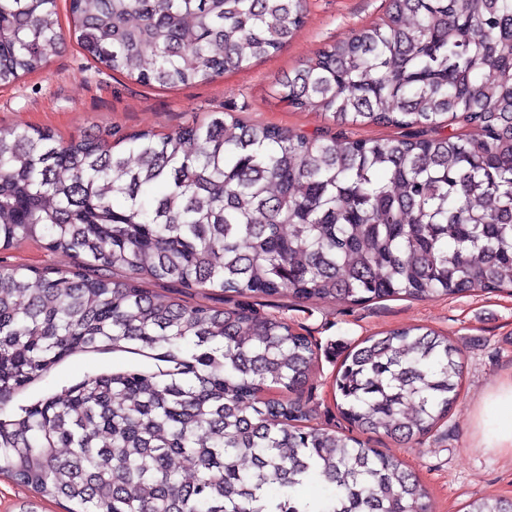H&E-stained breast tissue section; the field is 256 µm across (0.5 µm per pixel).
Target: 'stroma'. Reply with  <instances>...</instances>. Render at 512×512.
Masks as SVG:
<instances>
[{
	"mask_svg": "<svg viewBox=\"0 0 512 512\" xmlns=\"http://www.w3.org/2000/svg\"><path fill=\"white\" fill-rule=\"evenodd\" d=\"M387 0H306V20L294 40L279 53L248 70L205 84L159 89L112 74L66 40L37 72L0 87V130L39 128L62 138L94 134L110 127L124 134L152 130L171 133L207 112H224L250 123L293 129L309 135L331 130L349 138H389L394 127L333 126L312 112L282 103L273 83L277 76L311 59L324 45L342 40L382 17ZM0 261L34 268L67 269L71 258L39 242L0 250ZM238 304L275 314L314 336L318 355L306 394L315 424L336 425L339 415L333 382L347 353L363 339L408 326H424L451 336L463 355L458 401L447 419L420 444L406 448L382 434L364 442L394 455L421 478L431 512H466L484 496L512 498V453L480 447L477 417L485 393L512 382V295L485 292L423 301L389 299L363 305L298 302L241 296ZM128 352L77 353L60 362L43 380L16 395L24 405L81 380L89 371L109 372L146 365Z\"/></svg>",
	"mask_w": 512,
	"mask_h": 512,
	"instance_id": "stroma-1",
	"label": "stroma"
}]
</instances>
